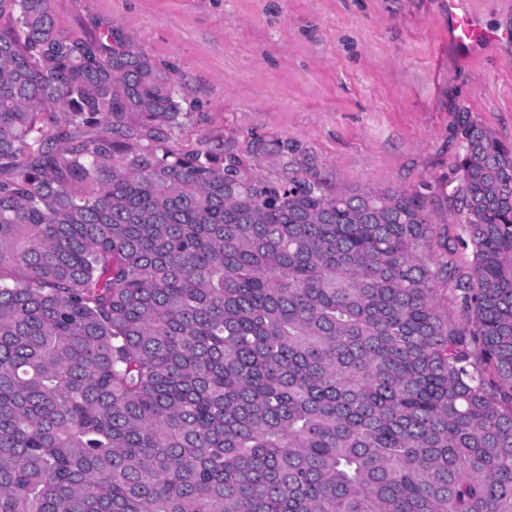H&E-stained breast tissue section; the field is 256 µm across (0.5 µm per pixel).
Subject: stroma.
Segmentation results:
<instances>
[{"label":"stroma","instance_id":"35a3bbf8","mask_svg":"<svg viewBox=\"0 0 512 512\" xmlns=\"http://www.w3.org/2000/svg\"><path fill=\"white\" fill-rule=\"evenodd\" d=\"M497 38L465 52L448 0H52L82 37L118 30L171 76L182 142L276 133L340 190L453 178L461 114L512 145V0H469Z\"/></svg>","mask_w":512,"mask_h":512}]
</instances>
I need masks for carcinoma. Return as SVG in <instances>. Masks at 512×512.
<instances>
[{
  "label": "carcinoma",
  "mask_w": 512,
  "mask_h": 512,
  "mask_svg": "<svg viewBox=\"0 0 512 512\" xmlns=\"http://www.w3.org/2000/svg\"><path fill=\"white\" fill-rule=\"evenodd\" d=\"M185 117L0 0V512H512V149L464 113L439 191H340Z\"/></svg>",
  "instance_id": "1"
}]
</instances>
